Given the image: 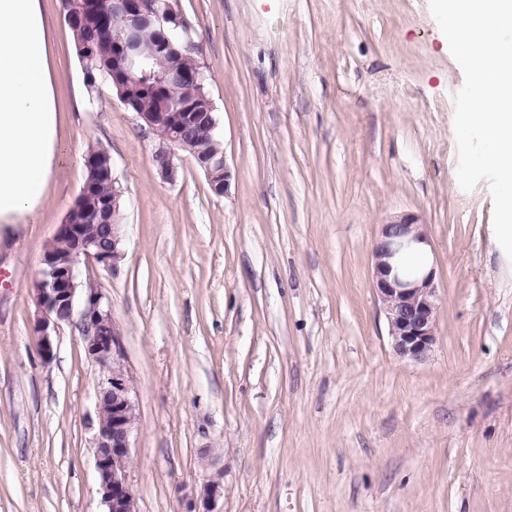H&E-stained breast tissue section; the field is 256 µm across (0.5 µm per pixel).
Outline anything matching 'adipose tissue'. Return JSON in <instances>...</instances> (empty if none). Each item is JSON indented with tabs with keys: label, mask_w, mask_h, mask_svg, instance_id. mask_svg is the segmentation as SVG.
Segmentation results:
<instances>
[{
	"label": "adipose tissue",
	"mask_w": 512,
	"mask_h": 512,
	"mask_svg": "<svg viewBox=\"0 0 512 512\" xmlns=\"http://www.w3.org/2000/svg\"><path fill=\"white\" fill-rule=\"evenodd\" d=\"M40 0H0V224L34 221L64 151Z\"/></svg>",
	"instance_id": "1"
}]
</instances>
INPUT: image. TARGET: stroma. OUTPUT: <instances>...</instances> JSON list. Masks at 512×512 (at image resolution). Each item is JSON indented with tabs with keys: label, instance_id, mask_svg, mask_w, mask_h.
<instances>
[{
	"label": "stroma",
	"instance_id": "stroma-1",
	"mask_svg": "<svg viewBox=\"0 0 512 512\" xmlns=\"http://www.w3.org/2000/svg\"><path fill=\"white\" fill-rule=\"evenodd\" d=\"M69 159L30 224L0 227V512H104L97 368L78 322L43 361L33 285L106 149L125 191L112 303L137 401L138 512H188L205 457L223 512H512V260L487 182L457 180L464 81L428 0H176L231 172L225 194L112 91L86 102L62 0H41ZM425 224L440 337L397 356L372 287L392 218Z\"/></svg>",
	"mask_w": 512,
	"mask_h": 512
}]
</instances>
